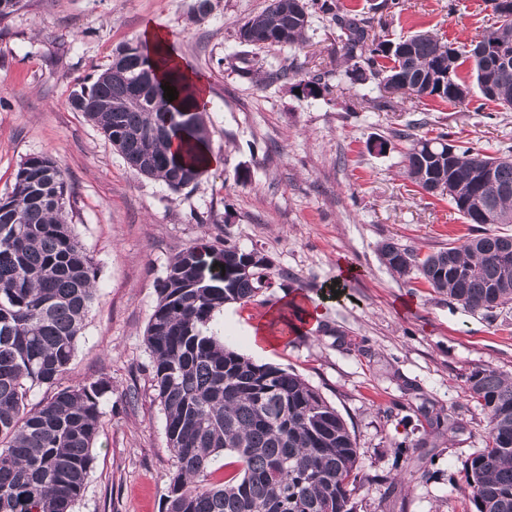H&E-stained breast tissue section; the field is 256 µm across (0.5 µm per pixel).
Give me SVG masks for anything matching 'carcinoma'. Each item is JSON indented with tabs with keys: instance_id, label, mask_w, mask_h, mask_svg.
I'll use <instances>...</instances> for the list:
<instances>
[{
	"instance_id": "1",
	"label": "carcinoma",
	"mask_w": 512,
	"mask_h": 512,
	"mask_svg": "<svg viewBox=\"0 0 512 512\" xmlns=\"http://www.w3.org/2000/svg\"><path fill=\"white\" fill-rule=\"evenodd\" d=\"M496 27L469 50L419 31L399 41L381 39L371 21L320 11L336 24V43L351 83L409 86L407 98L454 106L471 103L459 73L470 63L481 95L512 109V61L477 58L479 48L512 57V0H485ZM316 0H269L240 27V44L253 50L300 46ZM126 52L122 75L105 69L70 98L134 172L173 191L204 173L198 144L205 141L193 90L175 72L157 75L167 57L138 43ZM154 85L141 105L116 111L129 83L143 70ZM297 77L309 95L329 90L325 76L303 75L288 60L259 84ZM492 86L484 88L485 78ZM176 89L181 107L163 87ZM407 142L403 173L423 191L448 189V201L466 224H512V156H494L462 144L448 156L446 132L435 137L395 130ZM492 167L491 179L481 178ZM64 172L49 156L26 158L12 189L0 197V512H72L94 464V445L112 382L97 378L61 386L98 288L93 258L69 221ZM480 196L485 210L472 209ZM382 262L400 277L424 280L471 311L512 303V235L484 232L421 254L394 240L380 249ZM250 253L201 238L178 252L157 284L158 300L144 334L153 383L165 416L175 472L166 512H352L350 495L362 483L358 448L347 423L307 380L280 367L257 364L224 344L211 327L226 303H247L268 281V266L239 267ZM467 394L486 415L485 448L464 469L462 494L475 512H512V377L493 367L472 372ZM55 389L29 406L31 391ZM233 468L224 483L209 482L219 458Z\"/></svg>"
}]
</instances>
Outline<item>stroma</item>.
I'll return each mask as SVG.
<instances>
[{"label":"stroma","mask_w":512,"mask_h":512,"mask_svg":"<svg viewBox=\"0 0 512 512\" xmlns=\"http://www.w3.org/2000/svg\"><path fill=\"white\" fill-rule=\"evenodd\" d=\"M192 3L22 0L0 21V197L26 157H52L97 269L99 292L63 383L105 377L112 394L74 512H165L174 469L144 332L170 261L204 236L268 259V288L248 304H225L218 331L255 363L301 375L344 417L367 477L350 497L353 512H473L460 485L488 425L465 380L487 366L512 374V304L472 312L382 263L389 239L425 254L475 233L447 197L405 178L404 144L390 133L419 119L492 152L512 146V111L478 94L465 108L351 84L336 26L317 10L303 46L240 59L237 31L267 0H213L197 23ZM336 3L391 40L429 30L467 46L492 22L484 0ZM151 21L172 34L184 66L206 78V139L223 159L178 192L133 172L69 104ZM284 58L307 75L328 74V91L313 97L289 81L256 84L254 68ZM378 96L385 105L377 110L369 101ZM382 137L387 150H370ZM294 294L317 304L319 323L252 338L249 327ZM450 417L460 424L453 434Z\"/></svg>","instance_id":"obj_1"}]
</instances>
